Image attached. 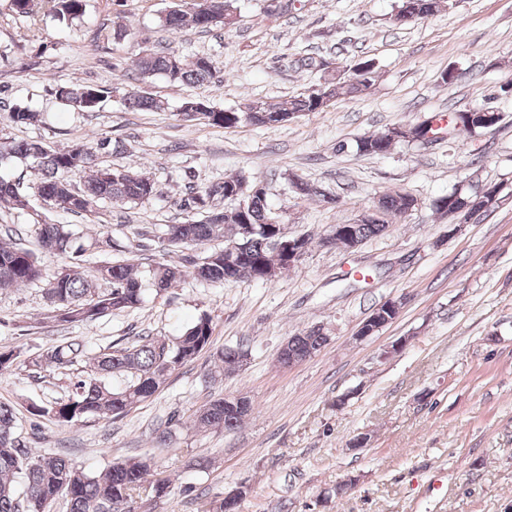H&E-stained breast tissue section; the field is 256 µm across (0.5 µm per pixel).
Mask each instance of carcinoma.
Returning <instances> with one entry per match:
<instances>
[{"instance_id": "obj_1", "label": "carcinoma", "mask_w": 512, "mask_h": 512, "mask_svg": "<svg viewBox=\"0 0 512 512\" xmlns=\"http://www.w3.org/2000/svg\"><path fill=\"white\" fill-rule=\"evenodd\" d=\"M48 7L54 19L73 24L84 16L88 0H11V9L21 18H32L38 2ZM440 0H398L394 20L407 22L432 16L439 11ZM235 0H193L190 6L161 14L160 28L177 33L194 28L207 31L235 23ZM216 62L209 56H198L186 62L170 48H147L140 52L137 77L161 76L178 85H203L216 77ZM374 64L360 61L349 67L342 81H328L321 86L322 96L305 91L285 103L252 100L242 107L217 109L208 101L188 97L180 106V114L187 121L233 128L240 125L275 127L282 114L320 112L328 101L338 96L339 90L350 95L364 94L375 82ZM56 96L82 112H94L110 91L103 86L64 84L55 90ZM127 109L135 112H163L165 100L144 95L135 89L123 96ZM485 108H473L461 113L462 130L473 133L488 129ZM6 119L14 125H34L39 113L21 101L9 107ZM396 141L381 131L359 139L357 150L362 155H385ZM112 152V140L105 137L96 141L74 142L58 149H50L40 140H0V166L15 159H31L39 168L36 196L43 205L56 211L76 214L92 224L106 227L105 204H138L152 197L155 182L132 169L98 165L99 155ZM86 169L92 174L83 187L76 188L69 176ZM247 180L241 173L224 177V181L206 187L189 186L180 199L184 221L167 225L165 248L189 249L208 242L222 240L224 246L204 252L200 261L191 266L156 262L149 269L155 295L162 296L178 281L191 275L211 283L251 281L268 283L272 268L283 271L291 268L288 259L277 248L274 237L265 231L267 224L283 223L281 215L273 212L267 203L265 189L248 197L246 209L236 204L224 209L213 206L215 200H232L237 183ZM0 202L25 212L31 208L29 196L20 191V183L0 176ZM416 199L408 193L391 192L378 198L374 204L382 222L349 224L351 236L360 241L381 235L386 217L400 216L415 208ZM36 244L45 253L67 258V262L49 272L38 261L36 253L13 240V234L0 237V288H19L34 282H46V298L53 307L57 321L91 325L114 312L134 309L143 301V284L139 270L126 261H105L89 277L80 270L84 245L64 224L33 223ZM102 281L108 288L101 290L95 282ZM212 339V322L200 317L180 335L171 339L144 336L126 347H108L97 353L81 342L63 341L46 352L27 359V366L36 371L47 368H65L79 358L85 359L86 376L78 380L67 399L47 406H36L35 416L60 425L81 422L88 417L119 418L139 404L150 399L170 378L187 363L193 361ZM328 341L321 326L311 327L288 337V353L303 360L320 351ZM246 350L226 348L217 355L222 370L231 372L240 363ZM121 376L126 384L114 388L109 378ZM226 398L212 399L195 414L194 425L203 432L212 429H238L253 412V407L230 408ZM14 407L0 402V512H46L58 497L66 499L68 512H140L145 507L141 493L150 491L151 499L159 500L169 494L171 480L157 478L147 481L150 465L141 459L130 458L117 462L106 470L91 474L78 468L71 460L57 454H40L21 446L15 437Z\"/></svg>"}]
</instances>
